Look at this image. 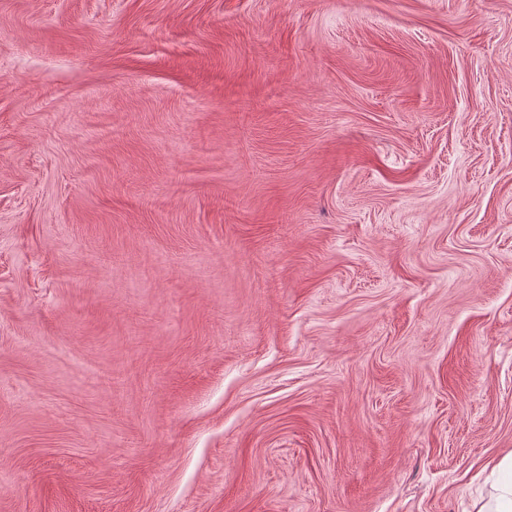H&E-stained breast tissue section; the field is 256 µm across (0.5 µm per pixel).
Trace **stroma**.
Returning <instances> with one entry per match:
<instances>
[{
    "mask_svg": "<svg viewBox=\"0 0 512 512\" xmlns=\"http://www.w3.org/2000/svg\"><path fill=\"white\" fill-rule=\"evenodd\" d=\"M512 453V0H0V512H478Z\"/></svg>",
    "mask_w": 512,
    "mask_h": 512,
    "instance_id": "obj_1",
    "label": "stroma"
}]
</instances>
